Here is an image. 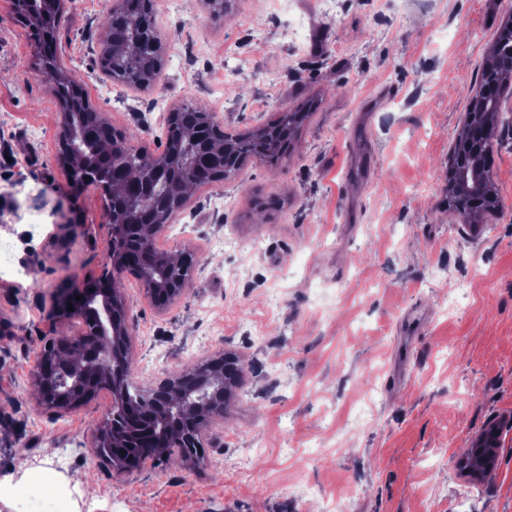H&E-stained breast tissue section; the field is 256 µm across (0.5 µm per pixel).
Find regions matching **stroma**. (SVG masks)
Here are the masks:
<instances>
[{
	"mask_svg": "<svg viewBox=\"0 0 512 512\" xmlns=\"http://www.w3.org/2000/svg\"><path fill=\"white\" fill-rule=\"evenodd\" d=\"M271 2L230 0L217 19L204 0H159L148 90L96 65L112 0L65 2L56 57L150 154L188 101L227 131L310 111L278 165L253 158L197 189L160 232L197 259L179 298L157 310L125 276L139 383L224 352L243 373L200 462L118 476L91 450L109 391L63 416L31 397L40 338L74 327L54 314L61 293L99 274L110 234L99 189L67 193L59 101L15 0H0V240L17 268L0 272V512H18L16 490L60 448L69 512H512L511 125L483 238L448 208V154L512 0H343L332 15ZM493 421L496 467L473 487L458 461Z\"/></svg>",
	"mask_w": 512,
	"mask_h": 512,
	"instance_id": "1",
	"label": "stroma"
}]
</instances>
